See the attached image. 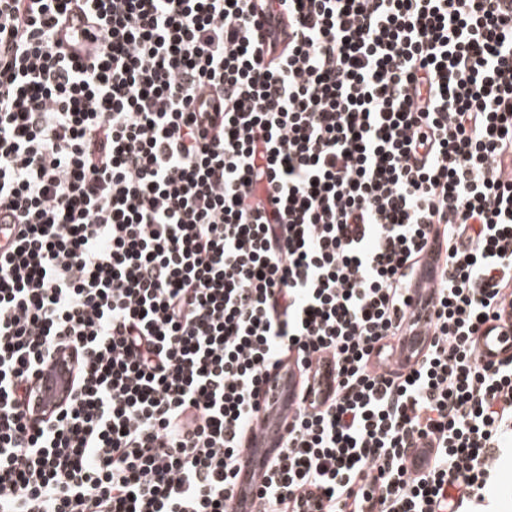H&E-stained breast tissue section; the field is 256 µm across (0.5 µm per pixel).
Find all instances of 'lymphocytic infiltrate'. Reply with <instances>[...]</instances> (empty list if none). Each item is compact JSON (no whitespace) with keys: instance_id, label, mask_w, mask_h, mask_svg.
Here are the masks:
<instances>
[{"instance_id":"obj_1","label":"lymphocytic infiltrate","mask_w":512,"mask_h":512,"mask_svg":"<svg viewBox=\"0 0 512 512\" xmlns=\"http://www.w3.org/2000/svg\"><path fill=\"white\" fill-rule=\"evenodd\" d=\"M4 224L0 512H229L287 355L334 388L253 512H469L512 447V354L480 350L512 308V0H0ZM264 34L266 48L280 51L288 42V24L285 18L278 13L268 14L264 19ZM445 247L442 241L433 243L423 256L410 283L412 306L395 338V367L404 371L421 360L432 339L433 305L439 283ZM76 374V362L67 350L41 368L35 382V413L49 417L63 406L75 386Z\"/></svg>"}]
</instances>
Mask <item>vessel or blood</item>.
Segmentation results:
<instances>
[{
  "label": "vessel or blood",
  "mask_w": 512,
  "mask_h": 512,
  "mask_svg": "<svg viewBox=\"0 0 512 512\" xmlns=\"http://www.w3.org/2000/svg\"><path fill=\"white\" fill-rule=\"evenodd\" d=\"M264 34L271 48L279 50L288 41V24L278 13L264 19ZM445 247L434 243L423 256L410 283L413 303L395 338V365L400 370L414 367L432 339L433 305ZM77 365L70 352L59 353L46 364L35 382L34 411L51 415L63 406L76 383ZM304 371L294 360H284L263 387L259 410L245 436L242 466L235 479L232 512H251L252 502L272 461L279 455L287 427L298 409Z\"/></svg>",
  "instance_id": "obj_1"
}]
</instances>
